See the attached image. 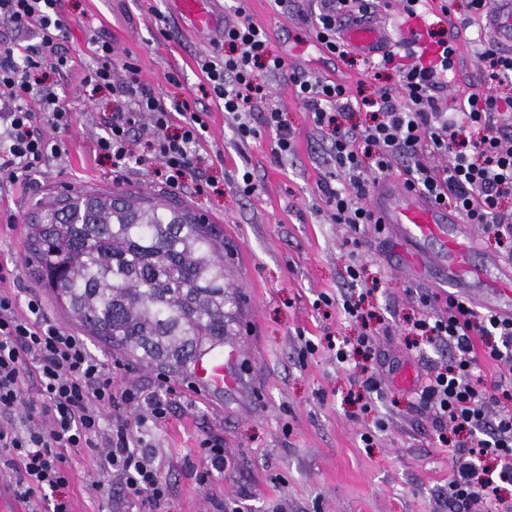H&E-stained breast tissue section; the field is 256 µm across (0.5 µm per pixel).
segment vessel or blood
Masks as SVG:
<instances>
[{
  "instance_id": "vessel-or-blood-1",
  "label": "vessel or blood",
  "mask_w": 512,
  "mask_h": 512,
  "mask_svg": "<svg viewBox=\"0 0 512 512\" xmlns=\"http://www.w3.org/2000/svg\"><path fill=\"white\" fill-rule=\"evenodd\" d=\"M482 31L494 43L512 49V0H492ZM343 37L352 48L373 53L386 42L387 31L377 23L355 24ZM369 206L379 223L390 225L396 237L413 244L412 260L418 268L447 267L448 282L459 295L487 311L512 316V269L493 258L474 266L470 227L455 212L390 179L377 183ZM242 357L237 341L198 357L192 366L197 387L210 392L239 388Z\"/></svg>"
}]
</instances>
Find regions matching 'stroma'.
I'll return each mask as SVG.
<instances>
[{"label":"stroma","instance_id":"stroma-1","mask_svg":"<svg viewBox=\"0 0 512 512\" xmlns=\"http://www.w3.org/2000/svg\"><path fill=\"white\" fill-rule=\"evenodd\" d=\"M248 7L289 71L344 79L354 94L395 85L392 75L371 79L365 56L339 59L314 47L318 0H290L284 11L272 0H248ZM62 8L70 19L62 46L72 68L60 93L73 113L72 126L61 155L29 188L0 192V264L15 269L20 287L42 298L52 323L81 332L26 263L30 210L65 190L159 187L149 167L135 165L117 177L95 151L110 96L86 91L82 83L89 38L110 40L117 58L137 64L154 93L189 101L209 115L196 175L212 179L216 188L199 194L189 182L176 196L224 241L225 282L236 290L244 313L236 330L246 345V385L207 395L195 391L188 377L85 340L111 367L119 388L158 394L170 403L167 418L146 433L171 486L160 512H451L448 477L453 465L469 457L440 447L414 389L395 382L403 367L420 375L449 356L444 347L408 349L402 332L419 295L448 293L447 269H413L411 246L393 240L390 228L366 225L353 244L344 226L332 223L322 135L288 79L273 82L272 92L294 133V155L276 158L269 133L237 145L232 121L223 104L205 93L199 68L201 60L223 50L222 35L195 27L177 0H62ZM247 170L257 185L249 196L237 190ZM354 264L361 270L359 287L374 289L364 300L374 316L364 322L348 319L342 310L350 288L346 270ZM324 294L331 304L321 302ZM364 333L377 341L370 359L342 364L326 347L327 337ZM308 339L318 350L304 358L300 349ZM369 374L379 380L380 394L365 391L362 381ZM205 439L222 446L224 472L202 484L197 475L207 466L200 450ZM73 466L75 512H147L119 487L101 496L88 491L95 469L91 457H75Z\"/></svg>","mask_w":512,"mask_h":512}]
</instances>
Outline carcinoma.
Wrapping results in <instances>:
<instances>
[{"instance_id": "1", "label": "carcinoma", "mask_w": 512, "mask_h": 512, "mask_svg": "<svg viewBox=\"0 0 512 512\" xmlns=\"http://www.w3.org/2000/svg\"><path fill=\"white\" fill-rule=\"evenodd\" d=\"M29 235V259L56 302L116 351L182 373L234 335L222 245L181 204L79 190L36 212Z\"/></svg>"}]
</instances>
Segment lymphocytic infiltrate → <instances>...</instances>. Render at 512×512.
<instances>
[{"instance_id": "1", "label": "lymphocytic infiltrate", "mask_w": 512, "mask_h": 512, "mask_svg": "<svg viewBox=\"0 0 512 512\" xmlns=\"http://www.w3.org/2000/svg\"><path fill=\"white\" fill-rule=\"evenodd\" d=\"M422 0H321L315 38L328 55L349 54L340 35L344 18L364 19L375 10L401 4L406 16L419 14ZM235 23L225 26L227 55L205 61L201 70L208 91L221 100L240 143L275 134L272 152L282 158L295 151L292 132L256 71L275 78L286 60L273 53L267 31L253 22L247 0H236ZM0 20L16 34L0 45V191L29 184L49 157L61 152L62 134L72 124L49 74L70 71L71 59L60 40L69 28L61 0H0ZM37 42H26L29 31ZM94 63L82 81L107 90L112 110L96 141L113 174L132 164L151 168L157 182L179 190L199 160L209 124L204 112H190L155 95L132 62H117L112 44L94 41ZM487 72L471 91L443 106L440 95L454 80L458 46L451 37L435 42L428 63L403 67L395 53L374 62L375 73L396 72V87L372 97L350 95L342 80L305 73L289 75L295 96L328 143L325 164L339 187L329 189L327 204L334 223L359 234L373 215L370 191L382 179L400 173L406 185L479 225L484 236L512 251V114L492 91L512 83V53L487 43L478 50ZM122 77H115V70ZM260 124H253V112ZM364 112L361 126H341V112ZM427 154L445 157L440 167L426 166ZM13 270L0 265V469L14 476L15 495L28 512H72L69 489L72 454L92 451L97 473L117 480L124 495L156 508L169 498L157 457L132 431L164 420L166 401L114 384L112 371L94 357L84 341L52 324L42 300L20 304L10 281ZM421 308L408 333L434 346L449 348L447 363L431 369L417 391L418 403L435 428L440 445L458 436L471 457L448 481V503L467 512L481 500H500L501 486L512 482V386L500 381L486 387L480 364L492 360L512 371V317L475 310L449 295L420 296ZM496 404V421L487 408ZM138 407L129 418V407ZM494 454L496 467L482 465Z\"/></svg>"}]
</instances>
